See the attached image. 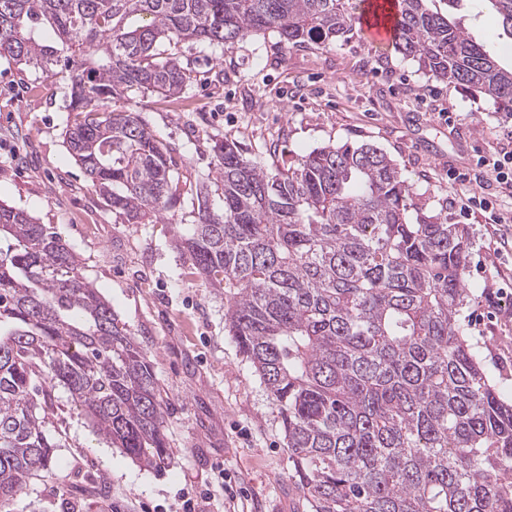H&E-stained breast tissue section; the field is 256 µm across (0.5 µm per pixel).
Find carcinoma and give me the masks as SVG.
<instances>
[{
  "label": "carcinoma",
  "mask_w": 512,
  "mask_h": 512,
  "mask_svg": "<svg viewBox=\"0 0 512 512\" xmlns=\"http://www.w3.org/2000/svg\"><path fill=\"white\" fill-rule=\"evenodd\" d=\"M395 47L433 78L512 115V68L460 23L397 0ZM512 37V0H486ZM144 22L133 29L125 21ZM349 0H0V58L70 77L69 153L112 211L146 224L181 204L170 149L131 89L179 95L182 41L231 48L348 39ZM223 209L207 200L178 239L226 295L224 326L279 406L310 512H512V400L487 378L460 312L469 232L415 202L372 144L327 145L273 170L218 145ZM0 500L25 493L58 447L66 389L94 432L147 467L169 458L147 353L80 274L79 256L27 212L0 205Z\"/></svg>",
  "instance_id": "cac0c4a2"
}]
</instances>
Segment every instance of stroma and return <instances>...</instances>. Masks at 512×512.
<instances>
[{
  "label": "stroma",
  "instance_id": "1",
  "mask_svg": "<svg viewBox=\"0 0 512 512\" xmlns=\"http://www.w3.org/2000/svg\"><path fill=\"white\" fill-rule=\"evenodd\" d=\"M431 6L463 19L501 66H512V40L488 0H465L458 10L447 0ZM172 52L188 75L179 97L133 89L112 105L135 112L172 147L188 184H213L215 145L225 140L269 170L273 145L294 159L328 144L370 143L400 165L418 203L447 208L450 223L467 222L473 296L461 320L488 376L512 386V308L487 299L512 280V223L493 228L477 209L460 218L462 187L448 179L497 154L511 117L358 28L339 46L287 48L260 34L230 49L185 41ZM69 94L65 75L0 59V204L56 232L145 349L165 400L170 458L148 468L109 447L59 388L50 425L60 443L56 463L25 494L0 503V512H182L188 499L196 512H307L279 408L224 328V293L202 286L176 247L195 193L151 224L112 212L63 142ZM443 112L455 113L454 124L440 120ZM495 238L509 247L490 250Z\"/></svg>",
  "mask_w": 512,
  "mask_h": 512
}]
</instances>
